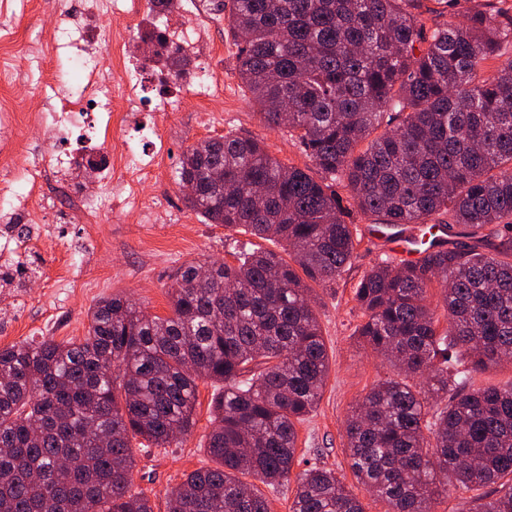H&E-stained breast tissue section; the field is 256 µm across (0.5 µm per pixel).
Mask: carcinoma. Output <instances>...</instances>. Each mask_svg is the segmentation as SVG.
<instances>
[{"label": "carcinoma", "instance_id": "cac0c4a2", "mask_svg": "<svg viewBox=\"0 0 512 512\" xmlns=\"http://www.w3.org/2000/svg\"><path fill=\"white\" fill-rule=\"evenodd\" d=\"M436 2L449 19L428 31L419 0H231L238 76L312 167L229 132L188 148L180 178L203 222L283 242L287 256L258 246L204 276L188 263L170 317L111 296L78 342L0 349V512H153L131 490L132 439L168 448L189 432L200 377L222 384L216 467L185 475L168 512H269L242 475L295 479L291 512H365L334 470L293 474L295 424L329 371L310 283L356 258L354 207L482 242L382 260L358 282V336L398 374L347 417L355 478L386 512H433L440 496L491 485L504 491L468 512H512V381H475L512 359V60L486 69L512 47V5ZM148 39L152 62L186 77L167 30Z\"/></svg>", "mask_w": 512, "mask_h": 512}]
</instances>
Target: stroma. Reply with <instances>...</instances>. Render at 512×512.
<instances>
[{
    "instance_id": "stroma-1",
    "label": "stroma",
    "mask_w": 512,
    "mask_h": 512,
    "mask_svg": "<svg viewBox=\"0 0 512 512\" xmlns=\"http://www.w3.org/2000/svg\"><path fill=\"white\" fill-rule=\"evenodd\" d=\"M58 0H0V105L17 114L27 131L16 156L0 154V169L11 168L41 146L43 130L29 124L31 112H52L57 95L78 88L73 63L77 51L54 47L46 51L42 69L28 67L22 46L47 42L50 31L63 20ZM212 37L218 51L211 61L222 98L210 104L211 116H198L199 103L185 99L176 112H155L143 105L124 123L121 132L134 135L137 125L155 123L167 139L162 157V179L145 190L146 201L159 208L152 224L137 222L127 207L106 211L95 224H66L60 214L76 201L53 172H45L42 192L49 205L38 224L0 223V235L36 237L49 248L45 259L22 258L0 248V348L43 339L58 342L84 338L90 309L104 297L126 296L147 313L171 316V292L177 269L189 262L236 264L251 249L254 236L244 229L228 230L204 223L185 201L180 184V160L198 141L228 132L263 141L270 155L301 168L310 160L287 133L262 123L236 70L238 46L227 20H220ZM359 243L357 257L334 284L314 287L316 308L329 355V375L315 411L297 426L295 471L307 463L335 470L362 501L365 512H385L357 482L350 468L345 421L355 405L380 379L395 370L379 354L359 343L356 330L364 317L353 300V290L383 252L371 242L365 228L373 219L353 211ZM217 383L198 382L195 425L167 448L136 451L134 491L149 498L154 512H167L169 495L185 474L212 466L207 452L214 419Z\"/></svg>"
}]
</instances>
